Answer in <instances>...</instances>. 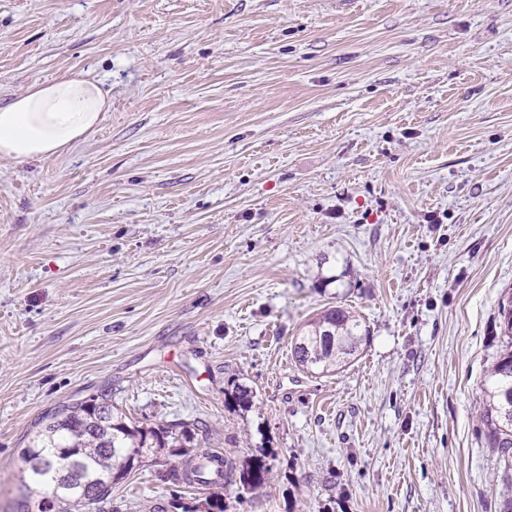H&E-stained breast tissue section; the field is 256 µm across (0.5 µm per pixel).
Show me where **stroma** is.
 <instances>
[{"label": "stroma", "instance_id": "stroma-1", "mask_svg": "<svg viewBox=\"0 0 512 512\" xmlns=\"http://www.w3.org/2000/svg\"><path fill=\"white\" fill-rule=\"evenodd\" d=\"M76 72L100 127L0 159V512L42 419L104 393L204 423L234 468L271 455L209 490L152 450L114 512H502L479 407L512 287V0H0V105ZM332 306L369 338L307 373L291 342ZM265 458V456L252 457L239 470L238 482L243 490L253 489L264 483L265 475L270 470Z\"/></svg>", "mask_w": 512, "mask_h": 512}]
</instances>
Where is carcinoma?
I'll use <instances>...</instances> for the list:
<instances>
[{"mask_svg": "<svg viewBox=\"0 0 512 512\" xmlns=\"http://www.w3.org/2000/svg\"><path fill=\"white\" fill-rule=\"evenodd\" d=\"M498 311L500 352L482 384L481 424L489 447L505 462L503 478L512 479V289L505 290ZM366 338L358 316L330 307L307 321L295 337L292 355L311 374L336 371L349 363ZM152 448H170L182 458L181 480L209 487L224 483V458L198 451L186 422L140 427L103 394L65 406L46 417L31 445L21 450L28 479L15 512H110L112 483L130 473ZM270 467L252 457L238 472L242 489L262 485Z\"/></svg>", "mask_w": 512, "mask_h": 512, "instance_id": "1", "label": "carcinoma"}]
</instances>
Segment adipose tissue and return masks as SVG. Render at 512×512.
<instances>
[{
    "mask_svg": "<svg viewBox=\"0 0 512 512\" xmlns=\"http://www.w3.org/2000/svg\"><path fill=\"white\" fill-rule=\"evenodd\" d=\"M110 107L107 91L81 73L33 85L0 105V159L60 154L97 127Z\"/></svg>",
    "mask_w": 512,
    "mask_h": 512,
    "instance_id": "adipose-tissue-1",
    "label": "adipose tissue"
}]
</instances>
